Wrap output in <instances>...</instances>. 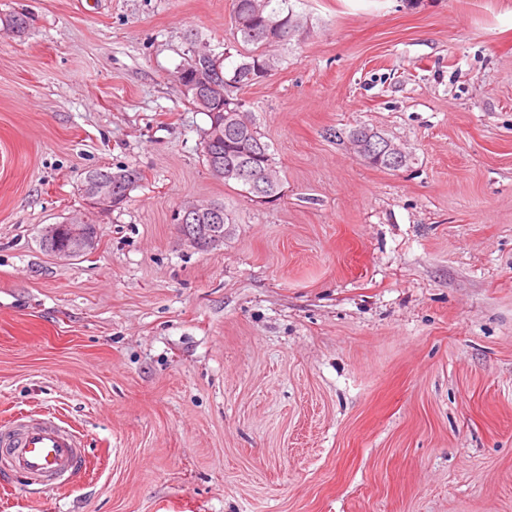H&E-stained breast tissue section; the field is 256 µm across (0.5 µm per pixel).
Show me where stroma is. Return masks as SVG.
<instances>
[{"mask_svg":"<svg viewBox=\"0 0 512 512\" xmlns=\"http://www.w3.org/2000/svg\"><path fill=\"white\" fill-rule=\"evenodd\" d=\"M243 96L261 202L202 157L173 81L235 41L232 0H0V423L60 417L68 488L0 512H512V0H290ZM366 126L405 167L364 161ZM143 179L68 261L80 176ZM234 216L200 249L185 202ZM65 226L70 230V241L67 242L65 247L55 252L54 256L56 258L68 260L75 257L78 253H88L95 249L96 231L95 234H92L82 217H70L59 224H48L43 229L42 236L45 238L57 237L63 232ZM68 234L69 231L65 230L58 239L42 240V245L46 251L52 252L58 245L63 243Z\"/></svg>","mask_w":512,"mask_h":512,"instance_id":"1","label":"stroma"}]
</instances>
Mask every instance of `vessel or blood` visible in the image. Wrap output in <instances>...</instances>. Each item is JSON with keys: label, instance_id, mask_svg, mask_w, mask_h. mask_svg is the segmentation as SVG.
Instances as JSON below:
<instances>
[{"label": "vessel or blood", "instance_id": "vessel-or-blood-1", "mask_svg": "<svg viewBox=\"0 0 512 512\" xmlns=\"http://www.w3.org/2000/svg\"><path fill=\"white\" fill-rule=\"evenodd\" d=\"M85 455L82 438L54 418H35L0 427V460L29 484L69 483Z\"/></svg>", "mask_w": 512, "mask_h": 512}]
</instances>
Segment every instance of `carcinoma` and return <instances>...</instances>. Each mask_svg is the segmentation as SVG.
<instances>
[{
  "label": "carcinoma",
  "instance_id": "carcinoma-1",
  "mask_svg": "<svg viewBox=\"0 0 512 512\" xmlns=\"http://www.w3.org/2000/svg\"><path fill=\"white\" fill-rule=\"evenodd\" d=\"M288 2L289 0H232V16L240 19V23L234 26L235 33L243 43L253 46L250 54L234 60L227 50L221 55L210 57L194 49L183 64V68L192 73L211 70L224 81V97L227 98L225 106H220L208 97H190L188 101L204 112L209 120L208 127L203 130L202 144L203 157L212 176L224 181L226 185L233 183L242 187L243 191L254 198L260 195L276 196L281 191L282 179L275 165L274 148L270 142L264 140V135L254 119H249L248 127L227 123L224 107L228 106L236 112H251L250 103L240 96V92L259 83L265 68L273 69L277 66V59L268 53V48L279 46L281 42H272L264 36L268 26L275 24L287 28L293 25L297 31L303 26L301 17L294 13ZM27 28L28 16L19 13L5 20L0 30L7 37H20ZM363 155L369 164L386 170L396 171L406 164L404 160L394 164L384 157H378L375 151L365 150ZM243 165L269 171L271 179L259 182L263 192L250 188L236 175ZM104 172L112 175V181L119 182L124 191H133L142 180L137 169L121 168L114 171L104 167L84 172L81 182L100 177ZM177 223L180 224L182 235L198 245L210 233L224 235V225L233 223V218L226 212L222 224L210 222V218L205 215L184 223L182 215L179 214Z\"/></svg>",
  "mask_w": 512,
  "mask_h": 512
}]
</instances>
